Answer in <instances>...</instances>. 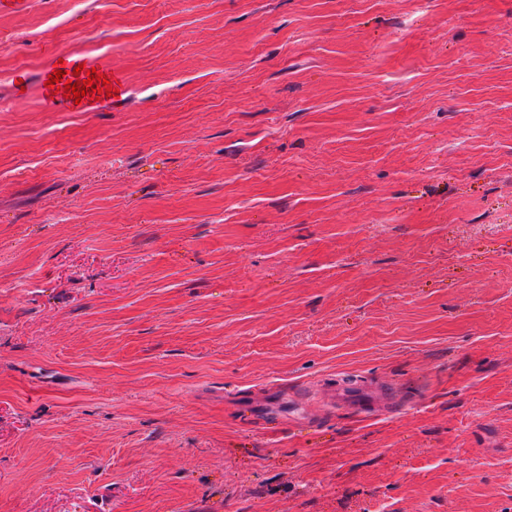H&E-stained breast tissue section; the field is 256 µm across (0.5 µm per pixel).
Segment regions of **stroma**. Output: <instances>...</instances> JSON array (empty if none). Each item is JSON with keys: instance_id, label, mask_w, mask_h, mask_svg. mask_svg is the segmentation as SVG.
Wrapping results in <instances>:
<instances>
[{"instance_id": "1", "label": "stroma", "mask_w": 512, "mask_h": 512, "mask_svg": "<svg viewBox=\"0 0 512 512\" xmlns=\"http://www.w3.org/2000/svg\"><path fill=\"white\" fill-rule=\"evenodd\" d=\"M0 512H512V0L0 7ZM78 64H80V63L72 64L71 67L69 68V74L65 73V76L62 77V82L55 83L51 93L48 96V98L52 102H68L72 105H75V99H74V95L72 93V88L69 89V90H71L72 99H66L63 97V93H66L65 91H63V88H65V85H67L66 84L67 79L72 80V83L70 85H73L77 81V79H80L81 87H82L83 86L82 80L83 79L87 80V78H88V76H86L87 70H90V75H92V66H90V65H85V69L83 71H80L79 77L72 75L74 68L76 66H78ZM96 71H100V73H103V74H105V76H108L107 80L110 81V84H107V87L109 85H112V91H111L112 96L106 97L105 87L102 86L104 77L101 79V82H98L95 79V81H93V84H95L96 92H93L91 90V87H88V88H90V91H88V94H86V96H81V98H83L81 105H75V106L83 108V109H88L91 106H93L94 104H97V103L103 102V101H112V99L114 100L116 97H119L122 95V92H123L122 79H121V76L118 71L112 70V68H109V69L96 68ZM96 83H100V87H96ZM57 87H60V92L57 95H53V92H55V90H57ZM97 88H103V95H97ZM113 88H119V93L113 92ZM91 93H94L93 100H90ZM96 96L100 97L99 101H95ZM328 397L331 402L336 399V402L351 405L363 413L370 412L378 402L387 399L384 392L371 388H365L357 392H347L332 387L329 390Z\"/></svg>"}]
</instances>
